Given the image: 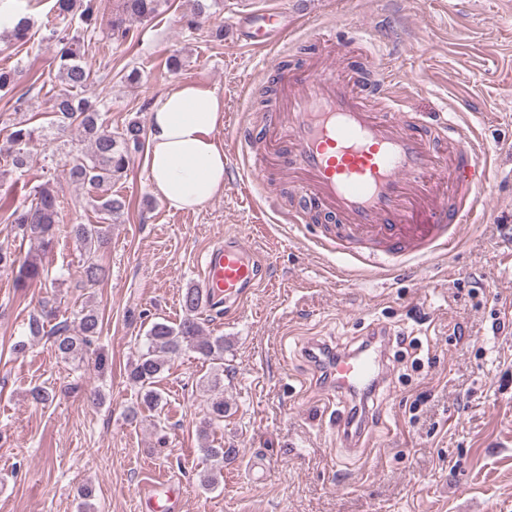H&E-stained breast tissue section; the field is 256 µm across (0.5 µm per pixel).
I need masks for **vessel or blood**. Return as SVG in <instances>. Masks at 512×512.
Instances as JSON below:
<instances>
[{"label":"vessel or blood","instance_id":"1","mask_svg":"<svg viewBox=\"0 0 512 512\" xmlns=\"http://www.w3.org/2000/svg\"><path fill=\"white\" fill-rule=\"evenodd\" d=\"M287 35L282 13L266 10L253 16L248 41L261 49ZM370 92L387 102L388 111L367 109L324 61L290 77L285 104L271 125L286 144L281 168L297 182L305 203L329 212L350 231L351 242L341 245V252L362 263L393 260L403 270L412 259L450 250L464 224L484 217L487 150L454 117L441 115L424 125L405 112L404 90L388 69H381ZM237 140L248 176L263 181L259 157L265 143L244 128ZM407 224L421 225V235L404 236ZM365 236L381 243V250L355 248ZM269 268V260L240 236L225 234L223 245L207 256L202 292L225 307L239 305ZM390 334L389 328L375 327L354 348L317 341L306 347L329 390L346 406L337 430L353 452L374 424L369 402L386 376Z\"/></svg>","mask_w":512,"mask_h":512}]
</instances>
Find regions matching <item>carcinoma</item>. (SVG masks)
<instances>
[{
  "mask_svg": "<svg viewBox=\"0 0 512 512\" xmlns=\"http://www.w3.org/2000/svg\"><path fill=\"white\" fill-rule=\"evenodd\" d=\"M165 0H119V12L112 19V37L125 38L129 18L146 20L155 16ZM58 15L78 17L83 33L91 37L95 33L98 12L97 0H57ZM85 40L80 35L67 34L57 38L54 56L57 75L62 88L50 100L51 125L59 131L75 129L90 144V152H78L66 160L65 167L69 180L83 187L98 190L90 200L97 212L109 221H117L124 214L126 201L112 195V181L127 172L132 158L144 148L143 128L136 120L129 121L121 130L108 127L99 103L76 94L93 83L94 72L84 61ZM39 136L36 128L23 121L12 124L7 136V154L16 169L28 165L24 148ZM6 214L5 221L13 224L23 234L35 239L38 250L28 255L23 262H17L14 253L0 246V269L16 271L17 287L40 280L45 274L43 257L51 252L55 232L60 223V201L55 185L46 181L33 190L30 203L13 206L0 205ZM70 233L86 254L82 274L86 282L96 284L104 278L103 268L96 262L95 253L106 242V225L73 224ZM206 306L197 288H189L182 296L184 316L181 322L170 325L156 321L146 332L145 342L136 360L132 363L129 380L139 388L140 404L156 410L161 406L162 395L156 389L157 379L172 359L186 349H193L205 358L216 362V369L210 375V388L216 390L207 405L206 417L199 435L207 436L208 427L224 421L227 406L224 392L220 391L224 376V337L205 336L200 322L201 309ZM55 316V311L41 309L29 322L30 333L41 336L44 321ZM53 344L58 357L70 362H83L93 339L99 335V315L90 306L82 307L74 324H58L52 331ZM210 467L200 475V483L206 489L218 485L223 475L224 461L235 454L233 448H204Z\"/></svg>",
  "mask_w": 512,
  "mask_h": 512,
  "instance_id": "cac0c4a2",
  "label": "carcinoma"
}]
</instances>
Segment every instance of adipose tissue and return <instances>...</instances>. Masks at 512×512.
<instances>
[{"mask_svg":"<svg viewBox=\"0 0 512 512\" xmlns=\"http://www.w3.org/2000/svg\"><path fill=\"white\" fill-rule=\"evenodd\" d=\"M223 122L224 104L218 96L190 83L155 102L147 164L155 190L169 208L194 211L223 191L227 160L213 135Z\"/></svg>","mask_w":512,"mask_h":512,"instance_id":"adipose-tissue-1","label":"adipose tissue"}]
</instances>
